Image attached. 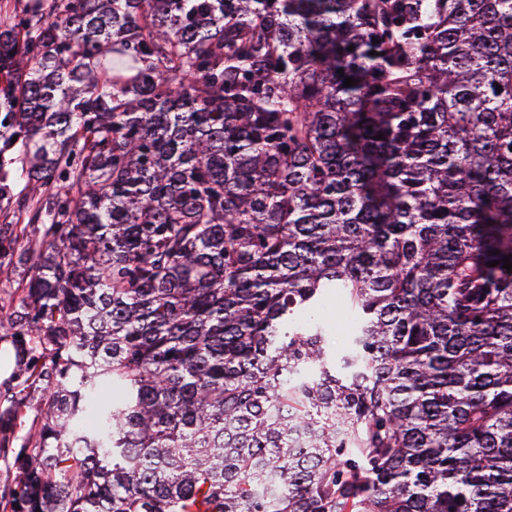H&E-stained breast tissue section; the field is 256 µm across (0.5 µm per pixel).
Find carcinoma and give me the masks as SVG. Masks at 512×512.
Here are the masks:
<instances>
[{
  "label": "carcinoma",
  "instance_id": "1",
  "mask_svg": "<svg viewBox=\"0 0 512 512\" xmlns=\"http://www.w3.org/2000/svg\"><path fill=\"white\" fill-rule=\"evenodd\" d=\"M0 112L12 512H512V0H27ZM11 157H15V155L5 154L3 157L4 166L6 170H11V182H12V192H13V200H6L3 197L0 202V224H26V221L23 222V217L19 211L17 210V206L15 203H12L18 196L25 197L29 194V187L27 182L19 176L17 173V167L19 164H10L9 159ZM24 268L19 266L14 272L12 267L3 268V273H0V308L2 313L0 316H5L11 308L15 307L19 302V294L16 292L17 287V274L23 273ZM322 318L328 323L332 340L339 345L343 342L344 333L351 322V317L346 311L341 298H332L321 313ZM6 349H10L13 356V369L7 375H2V379L0 381V391H4L6 386H16L18 384L19 377L23 371L24 363H26V354L16 347L14 342L11 340L10 336H1L0 335V350L3 352ZM25 394V408L22 417L16 421L14 426V447H19L26 439L33 422L36 421L46 406L47 394L41 385H33L32 388L24 392Z\"/></svg>",
  "mask_w": 512,
  "mask_h": 512
}]
</instances>
